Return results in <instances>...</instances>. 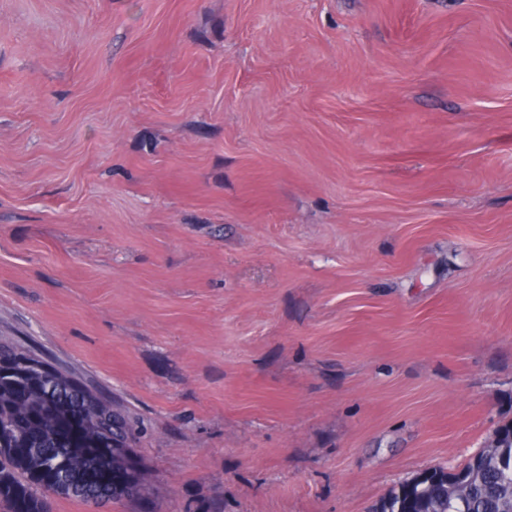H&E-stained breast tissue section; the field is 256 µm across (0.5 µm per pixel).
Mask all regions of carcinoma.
<instances>
[{
	"instance_id": "cac0c4a2",
	"label": "carcinoma",
	"mask_w": 512,
	"mask_h": 512,
	"mask_svg": "<svg viewBox=\"0 0 512 512\" xmlns=\"http://www.w3.org/2000/svg\"><path fill=\"white\" fill-rule=\"evenodd\" d=\"M64 388L45 396L36 380L21 397L0 377V428L15 435L0 445V505L6 512H49L37 490L83 502L135 497L143 478L119 449L129 448L136 428L112 409V401L71 372L58 375ZM119 423L116 445L104 443L100 416ZM430 483L412 477L391 489L372 512H512V419L458 467L427 470Z\"/></svg>"
}]
</instances>
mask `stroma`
Instances as JSON below:
<instances>
[{
  "label": "stroma",
  "mask_w": 512,
  "mask_h": 512,
  "mask_svg": "<svg viewBox=\"0 0 512 512\" xmlns=\"http://www.w3.org/2000/svg\"><path fill=\"white\" fill-rule=\"evenodd\" d=\"M139 495L368 512L512 418V0H0V342ZM18 350H21L22 352H18L16 358L14 360L10 361L15 370L14 369H6L3 372L4 375L5 374H13V375H16V377L18 379H23L28 373H31V372L27 371L29 368H37V369H39L41 371H45V372L48 371V369L45 366L32 361L29 358V356L27 354H25L24 352H27V353L33 355L34 357L38 358L41 363L45 364L46 366H48L50 368H54V369L57 368L56 366L52 365L48 361H46L38 356H36L35 354L31 353L29 350H26L25 348L13 346V345L2 344V343L0 344V359H1V361L8 360L10 358L11 354H13V352L18 351Z\"/></svg>",
  "instance_id": "obj_1"
}]
</instances>
